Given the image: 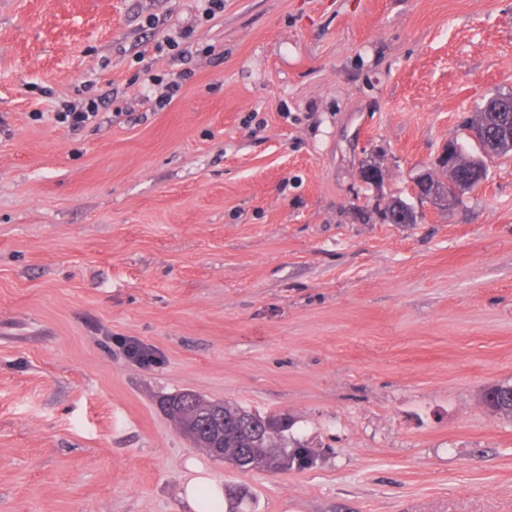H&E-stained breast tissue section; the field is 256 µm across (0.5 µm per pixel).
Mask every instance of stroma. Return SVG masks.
<instances>
[{"label":"stroma","mask_w":512,"mask_h":512,"mask_svg":"<svg viewBox=\"0 0 512 512\" xmlns=\"http://www.w3.org/2000/svg\"><path fill=\"white\" fill-rule=\"evenodd\" d=\"M203 8L0 0V512H191L192 460L239 512H512L480 401L512 384V154L374 212L512 91V0ZM183 390L288 415L316 465L233 470L162 411ZM490 96L483 100V103L477 107L476 111L472 115L468 123V129L472 128L473 125L480 126L484 122H487L490 118L491 112H494L495 107L503 105L505 109L510 110L512 113V98H508L506 93L497 94ZM98 104L90 99L87 103L64 104L63 112H57L60 123H66L70 127H81L92 122L98 115Z\"/></svg>","instance_id":"stroma-1"}]
</instances>
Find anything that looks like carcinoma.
I'll list each match as a JSON object with an SVG mask.
<instances>
[{"instance_id":"carcinoma-1","label":"carcinoma","mask_w":512,"mask_h":512,"mask_svg":"<svg viewBox=\"0 0 512 512\" xmlns=\"http://www.w3.org/2000/svg\"><path fill=\"white\" fill-rule=\"evenodd\" d=\"M499 105L512 111V98L502 93L484 99L468 126H480L488 121ZM209 404L211 401L200 395L183 391L168 398L164 408L196 447L236 470L279 473L301 468L303 444L291 433L288 418L274 413H253L224 401L219 403L224 419L220 423L205 412Z\"/></svg>"}]
</instances>
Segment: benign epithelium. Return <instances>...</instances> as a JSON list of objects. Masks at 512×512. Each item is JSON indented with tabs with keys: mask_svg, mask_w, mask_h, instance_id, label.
I'll use <instances>...</instances> for the list:
<instances>
[{
	"mask_svg": "<svg viewBox=\"0 0 512 512\" xmlns=\"http://www.w3.org/2000/svg\"><path fill=\"white\" fill-rule=\"evenodd\" d=\"M470 139L477 147V154L469 157L470 164L461 166V157L464 150L461 146L450 140L446 142L437 156L434 167L422 169L411 178L412 195L420 200L429 201L434 207L448 209L457 205L467 193L471 185L481 186L487 177L488 160L495 157L493 146L506 143L512 146V125L503 123L492 132L484 128L470 131ZM448 169V191L443 192L436 188L435 170ZM508 390L512 392V385L494 384L482 390L481 401L484 407L496 416H511L512 413L504 407H491L487 401L490 389Z\"/></svg>",
	"mask_w": 512,
	"mask_h": 512,
	"instance_id": "7a95c632",
	"label": "benign epithelium"
}]
</instances>
